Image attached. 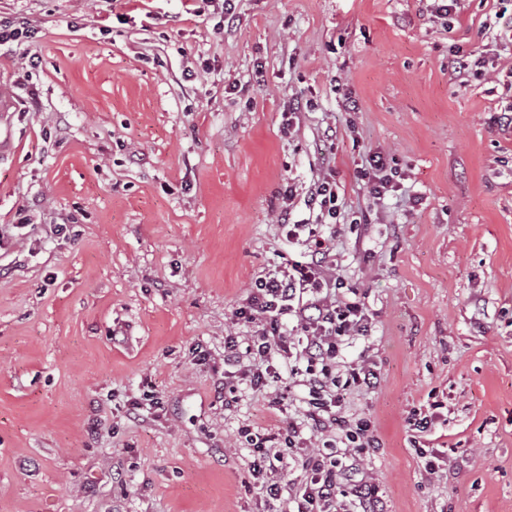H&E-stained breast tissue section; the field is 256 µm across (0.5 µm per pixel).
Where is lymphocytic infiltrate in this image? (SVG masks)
Wrapping results in <instances>:
<instances>
[{"label":"lymphocytic infiltrate","mask_w":512,"mask_h":512,"mask_svg":"<svg viewBox=\"0 0 512 512\" xmlns=\"http://www.w3.org/2000/svg\"><path fill=\"white\" fill-rule=\"evenodd\" d=\"M400 173L382 152L369 153L357 172L368 195L376 200L399 187ZM338 185L329 175L310 183L304 204L314 211V220H292L290 207H283L278 223L289 235L306 233L307 261L287 260L284 266L260 276L251 285L245 304L235 308V325L250 328L247 336L233 333L224 338V364L249 381L252 389L268 386L277 374L275 358L288 361L289 380H302L308 389V408L303 423L282 425L283 396L268 402L264 431L240 432L253 454L251 474L263 483L272 503H295V512H336L342 482H350L355 501L375 505L377 487L368 479L352 480V464L381 440L370 419L349 423L341 415V393L352 387L373 388L377 372L367 360L339 368L338 359L347 337L367 335L372 318L358 287L343 278L327 282L330 262L328 239L312 231V224L336 226L341 219ZM341 298H330V291ZM298 448L295 464L300 474L284 482H268L269 473L287 468L286 450Z\"/></svg>","instance_id":"f902f5d3"}]
</instances>
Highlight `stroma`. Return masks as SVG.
<instances>
[{
  "mask_svg": "<svg viewBox=\"0 0 512 512\" xmlns=\"http://www.w3.org/2000/svg\"><path fill=\"white\" fill-rule=\"evenodd\" d=\"M498 9L458 0L446 25L432 0H237L228 23L216 0H0L33 30L0 45V512H268L239 432L280 393L302 422L308 391L225 376L224 336L254 280L298 254L285 189L306 218L328 174L343 213L371 218L317 232L372 314L343 356L381 381L343 391L342 414L383 441L362 463L383 512H512ZM455 45L489 74L459 85ZM373 151L402 175L379 202L357 178ZM416 411L434 422L417 438Z\"/></svg>",
  "mask_w": 512,
  "mask_h": 512,
  "instance_id": "35a3bbf8",
  "label": "stroma"
}]
</instances>
